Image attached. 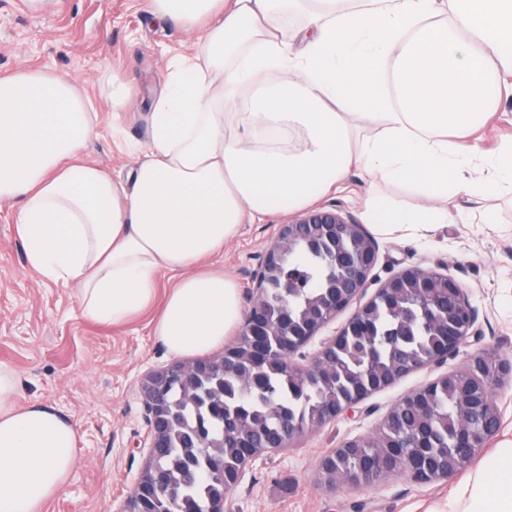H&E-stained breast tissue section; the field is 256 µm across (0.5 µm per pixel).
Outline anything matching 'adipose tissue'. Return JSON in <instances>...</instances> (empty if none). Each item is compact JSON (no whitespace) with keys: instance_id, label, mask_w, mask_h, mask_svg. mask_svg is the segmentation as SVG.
Listing matches in <instances>:
<instances>
[{"instance_id":"1","label":"adipose tissue","mask_w":512,"mask_h":512,"mask_svg":"<svg viewBox=\"0 0 512 512\" xmlns=\"http://www.w3.org/2000/svg\"><path fill=\"white\" fill-rule=\"evenodd\" d=\"M195 32L149 112L127 180L85 158L93 117L68 77L0 76V202L15 203L26 265L73 289L84 316L131 322L171 285L153 334L175 356L220 347L243 321L211 260L241 225L299 212L352 169L430 198L512 195V141L479 159L466 136L512 71V0H152ZM307 22L293 51L288 14ZM375 127L372 137L359 135ZM369 221L424 230L445 210L368 196ZM0 364V512H44L79 463L72 422L14 400ZM448 512H512V439Z\"/></svg>"}]
</instances>
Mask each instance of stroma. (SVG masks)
<instances>
[{"label": "stroma", "mask_w": 512, "mask_h": 512, "mask_svg": "<svg viewBox=\"0 0 512 512\" xmlns=\"http://www.w3.org/2000/svg\"><path fill=\"white\" fill-rule=\"evenodd\" d=\"M195 40L175 22L156 20L149 0H0V76L28 66L82 85L97 112L88 157L116 176L127 175L143 157L150 96L192 54ZM116 76L133 89L128 111L117 115L107 102ZM504 83L493 115L469 137L485 156L512 137V75ZM372 189L408 209L429 203L404 186L371 181L361 170L318 200V207L339 209L365 225L376 241L369 291L410 267L450 275L477 311L476 334L446 363L404 376L352 412L265 454L228 493L224 512H446L450 491L465 477L460 471L418 484L397 474L367 488L320 483L322 457L370 436L396 402L461 367L467 354L494 349L512 358V199L487 200L495 221L486 224L466 198L452 197L450 222L421 236L386 235L365 218L363 199ZM12 211V204H0V363L18 374L17 402L53 405L73 422L80 458L46 512H119L147 457L140 446L147 432L141 379L175 357L152 332L154 311L120 326L94 322L68 289L29 272ZM290 220L276 214L242 225L214 257L215 266L248 293L280 226Z\"/></svg>", "instance_id": "stroma-1"}]
</instances>
